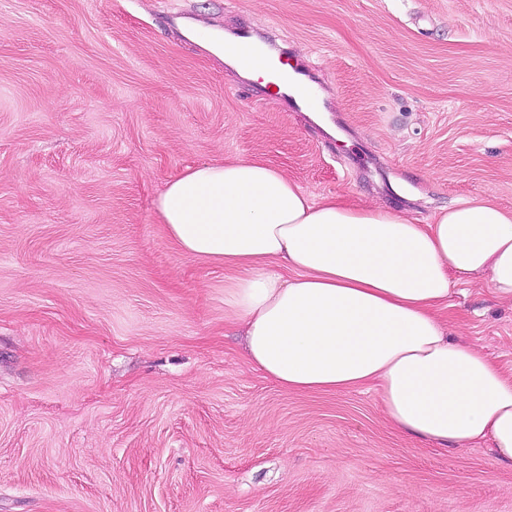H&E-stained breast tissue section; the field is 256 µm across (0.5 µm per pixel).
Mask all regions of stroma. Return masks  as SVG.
<instances>
[{
    "label": "stroma",
    "mask_w": 512,
    "mask_h": 512,
    "mask_svg": "<svg viewBox=\"0 0 512 512\" xmlns=\"http://www.w3.org/2000/svg\"><path fill=\"white\" fill-rule=\"evenodd\" d=\"M194 24L271 30L329 120ZM237 158L421 224L486 196L512 212V0H0V512H512L488 444L246 362L229 270L156 209L186 168ZM442 318L512 373L511 299L478 277ZM223 54L225 58H231L235 61L237 73L248 79L258 80L263 78L265 81L272 80V66L270 62L263 56H253L252 62L248 66H242L237 60L238 50L236 45H231L228 41H223ZM225 45V49H224Z\"/></svg>",
    "instance_id": "stroma-1"
}]
</instances>
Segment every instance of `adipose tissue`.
<instances>
[{
  "label": "adipose tissue",
  "mask_w": 512,
  "mask_h": 512,
  "mask_svg": "<svg viewBox=\"0 0 512 512\" xmlns=\"http://www.w3.org/2000/svg\"><path fill=\"white\" fill-rule=\"evenodd\" d=\"M160 220L191 258L221 264L224 318L279 387L376 386L389 424L439 444L490 441L512 462V376L438 316L455 281L512 299V214L478 199L427 224L337 196L314 200L255 159L203 163L166 184Z\"/></svg>",
  "instance_id": "1"
}]
</instances>
